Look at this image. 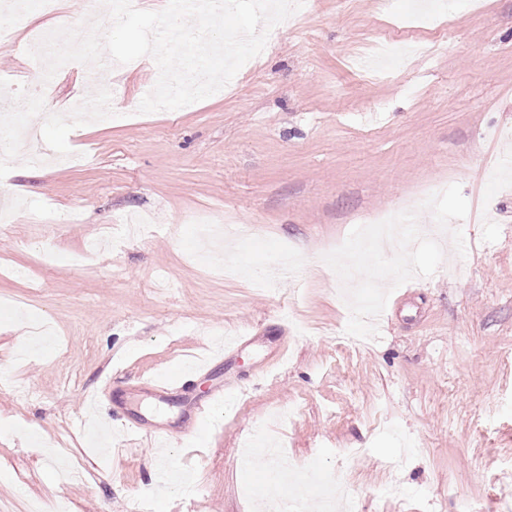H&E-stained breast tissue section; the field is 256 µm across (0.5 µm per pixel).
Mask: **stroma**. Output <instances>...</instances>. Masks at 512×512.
Here are the masks:
<instances>
[{
  "mask_svg": "<svg viewBox=\"0 0 512 512\" xmlns=\"http://www.w3.org/2000/svg\"><path fill=\"white\" fill-rule=\"evenodd\" d=\"M445 3L423 24L406 0H305L223 92L144 121L90 114L140 103L153 58L60 69L29 114L78 165L0 134V301L20 304L0 310V512H257L289 494L241 461L270 428L282 467L316 466L358 512H512V0ZM29 46H0V100L26 91ZM48 205L80 217L34 221ZM129 211L145 234L113 225ZM387 212L365 248L357 221ZM195 213L251 225L234 276L194 260ZM340 260L381 297L376 327ZM229 335L248 342L215 374L248 385L195 444L148 381ZM128 421L170 429L165 457Z\"/></svg>",
  "mask_w": 512,
  "mask_h": 512,
  "instance_id": "stroma-1",
  "label": "stroma"
}]
</instances>
